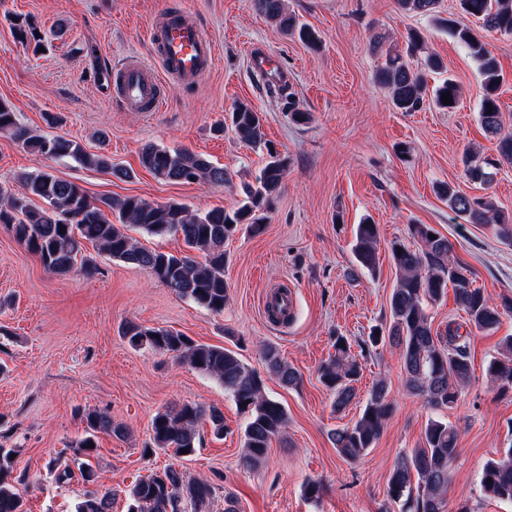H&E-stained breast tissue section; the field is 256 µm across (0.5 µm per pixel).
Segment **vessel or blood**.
I'll return each instance as SVG.
<instances>
[{"label":"vessel or blood","instance_id":"vessel-or-blood-1","mask_svg":"<svg viewBox=\"0 0 512 512\" xmlns=\"http://www.w3.org/2000/svg\"><path fill=\"white\" fill-rule=\"evenodd\" d=\"M149 38L163 69L181 83L201 84L215 64L217 47L189 11L156 16L150 25ZM115 77L120 82L117 94L120 105L148 115L162 111L164 99L151 66L131 58L117 69Z\"/></svg>","mask_w":512,"mask_h":512}]
</instances>
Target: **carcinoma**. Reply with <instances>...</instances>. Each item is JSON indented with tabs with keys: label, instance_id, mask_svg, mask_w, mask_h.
I'll return each instance as SVG.
<instances>
[{
	"label": "carcinoma",
	"instance_id": "cac0c4a2",
	"mask_svg": "<svg viewBox=\"0 0 512 512\" xmlns=\"http://www.w3.org/2000/svg\"><path fill=\"white\" fill-rule=\"evenodd\" d=\"M400 9L431 19L448 28L450 35L463 44L479 65L484 79V95L480 121L484 131L497 138L498 156L483 160L465 153L463 164L467 177L476 183L491 181L493 171L507 164L512 166V133L503 132L496 92L503 79L498 60L486 49L468 27L439 15L440 0H396ZM257 12L274 24L284 35L294 36L314 46L318 36L314 30L297 22L284 7V0H254ZM461 11L482 21L490 34L512 35V0H459ZM423 45L422 35L411 31L405 51L394 49L375 72V81L388 92L389 100L399 112H418L426 106L449 111L458 100V84L448 77L429 90L424 75L413 70L406 57ZM450 93L452 104L442 103V94ZM230 128L236 139L253 148L266 149L268 158L255 182L243 187L241 205L228 212L213 208L198 212L187 205L171 201L151 203L140 197H106L97 202L88 199L84 189L74 182L56 177L44 169L21 175L19 181L25 195L17 197L0 187V225L10 231L24 247L38 255L44 267L57 274L71 272L78 261L84 242H90L110 257L145 269L158 283L213 313L224 311L229 299L224 279V242L247 224L254 231L262 229L263 213L279 192L288 170V156L271 148L265 139L262 116L241 103L229 113ZM0 132H8L33 155L45 159L69 158L80 165L110 173L124 180L132 171L114 164L103 154H92L76 141L60 136L49 137L20 127L14 112L0 102ZM140 164L156 178L177 184L206 181L222 185L228 181L224 168L213 164L201 154L187 149H170L154 143L141 148ZM438 196L457 215L473 224H488L497 235L512 243V216L501 212L490 196H469L456 186L442 183ZM44 201L34 207L31 198ZM135 225L151 236L179 235L186 248L202 253L198 260L190 253L173 254L149 250L138 245L126 233ZM412 234L421 248L411 250L400 242L391 244L393 263L398 279L389 299L390 322L373 329L360 341V354L351 350L345 336L334 341V355L320 368L321 382L335 396L334 407L340 410L357 396L362 363L370 349L390 343L400 348L408 390L432 410L451 409L470 380L466 342L457 329H448L444 336L434 330L427 308L442 300L453 289L456 301L468 316V325L483 332H494L505 315L512 314V297L504 295L500 303L491 301L485 292L473 285L471 271L449 257L448 239L428 224H415ZM436 238L431 239L429 235ZM377 225L365 221L357 225L352 252L357 266L370 273L378 265ZM121 335L133 346H147L169 353L198 372L216 379L236 404L248 414L243 433L242 465L256 466L266 459L274 439L282 436L286 411L279 402L267 397L259 374L237 354L221 346L194 342L189 337L167 328H146L128 322ZM501 356L490 361L489 380L505 392L512 390V336L502 341ZM268 371L283 385L295 387L300 376L268 347L263 353ZM392 412L385 381H378L371 390L357 420L336 428L330 441L341 457L355 461L378 441L384 424ZM208 418L213 434H224V413L217 408L206 409L195 403L158 411L151 421L149 448L181 451L192 455L200 437L196 425ZM86 436L73 448V464L59 466L53 460L51 470L58 471L57 480L70 481L80 475L83 483L96 482L95 472L83 457L96 452L92 447L97 434L123 438L126 428L100 411L85 415ZM458 447L456 428L446 421L430 419L424 430L422 445L401 456L388 480V496L402 503L404 512H447L450 484L449 464ZM16 449L0 443V512H25L18 486L27 483L24 472L13 474L10 455ZM484 497L512 502V448L499 459L488 460L480 474ZM128 512H210L216 487L208 480L193 479L186 473L167 466L136 481L125 491ZM112 491L88 489L76 512H112Z\"/></svg>",
	"mask_w": 512,
	"mask_h": 512
}]
</instances>
